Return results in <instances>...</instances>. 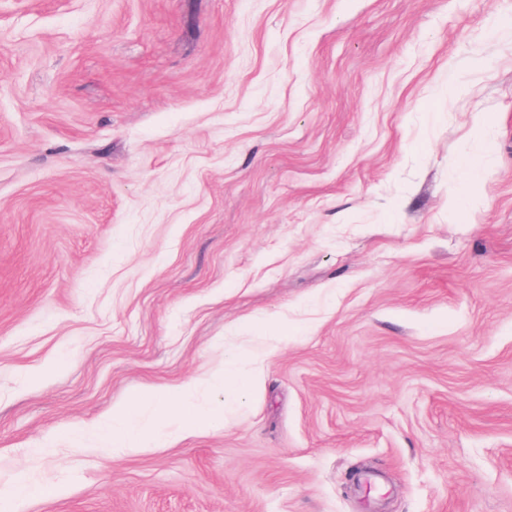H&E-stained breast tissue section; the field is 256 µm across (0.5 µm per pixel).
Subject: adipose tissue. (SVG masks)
Segmentation results:
<instances>
[{"mask_svg":"<svg viewBox=\"0 0 512 512\" xmlns=\"http://www.w3.org/2000/svg\"><path fill=\"white\" fill-rule=\"evenodd\" d=\"M262 364V359L245 354H234L225 359L223 366L212 376L213 381L224 389V402L207 410L185 414L184 408L195 389L191 382L174 388H156L113 407L105 429L113 450L120 454L149 447L157 438V426L172 420L179 421L185 435L211 425L223 416L226 406L238 402L240 396L257 382ZM145 405L153 407L156 427L149 429L141 423L139 410Z\"/></svg>","mask_w":512,"mask_h":512,"instance_id":"1","label":"adipose tissue"}]
</instances>
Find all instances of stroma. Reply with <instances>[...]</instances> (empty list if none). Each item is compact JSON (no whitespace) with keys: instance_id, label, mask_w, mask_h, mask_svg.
<instances>
[{"instance_id":"1","label":"stroma","mask_w":512,"mask_h":512,"mask_svg":"<svg viewBox=\"0 0 512 512\" xmlns=\"http://www.w3.org/2000/svg\"><path fill=\"white\" fill-rule=\"evenodd\" d=\"M251 349L222 421L92 433ZM18 483L0 512H512V0H0Z\"/></svg>"}]
</instances>
